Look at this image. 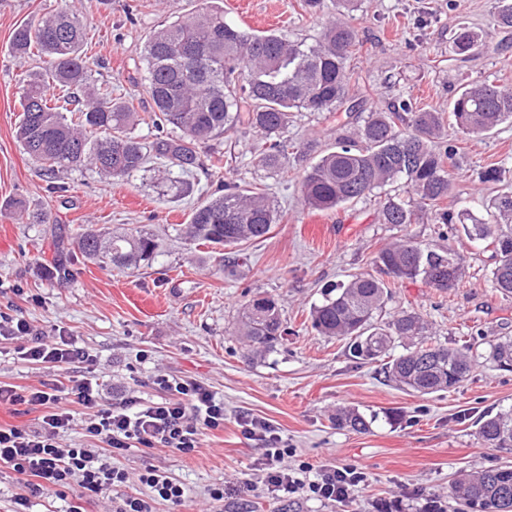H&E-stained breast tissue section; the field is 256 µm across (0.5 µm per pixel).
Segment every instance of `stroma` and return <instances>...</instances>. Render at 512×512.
<instances>
[{
	"instance_id": "stroma-1",
	"label": "stroma",
	"mask_w": 512,
	"mask_h": 512,
	"mask_svg": "<svg viewBox=\"0 0 512 512\" xmlns=\"http://www.w3.org/2000/svg\"><path fill=\"white\" fill-rule=\"evenodd\" d=\"M499 2L358 0L352 24L363 51L351 96L367 111L409 99L444 112L460 83L512 85V30L493 26ZM74 5L89 25L96 82L111 84L114 94L135 96L139 110L150 111L145 37L191 12L195 0H74ZM56 6L57 0H0V312L26 320L48 339L63 329L96 358L98 373L112 390L152 399L154 376L167 373L201 381L224 401L223 428L205 432L195 452L181 456L164 448H133L119 458L129 480L103 493L93 512H110L115 496L141 491L138 476L149 465L184 485L182 512H424L429 499L440 501L444 512H457L448 495L454 478L512 466V447H486L477 434L480 417L512 407V371L488 358L491 343L512 338V295L495 288L494 261L484 243L453 232L463 264L459 288L442 293L421 281L399 283L383 310L387 317L422 314L432 340L470 344L476 366L449 392L422 396L390 385L377 365L353 362L344 342L312 330L309 309L326 286L353 274H376L377 250L404 233L439 243L437 225L404 229L381 223L376 196L332 211L305 208L300 192L305 160L290 158L287 177L269 175L253 163L254 133L240 130L217 142L232 156L231 166L218 178L195 171L189 177L193 192L183 198L164 194L149 169L112 184L88 170L68 171L49 184L15 139L22 81L38 63L13 55L11 38L19 25ZM224 17L310 45L324 23L322 16L301 10L298 0H224ZM461 26L477 34L478 44L459 55L451 36ZM355 125L352 117L339 123L300 112L288 127V144L310 142L319 153ZM456 160L458 175L443 205L462 225L483 217L479 199L512 189V125L462 140ZM490 164L505 169L502 182H479L478 172ZM226 180L267 185L283 213L265 240L244 245L243 264L230 252L221 259L200 254L174 230ZM21 204L47 214V223L20 217ZM82 224L143 227L162 237L164 248L154 260L123 271L100 268L73 247L64 276H46L59 237ZM259 293L277 299L287 332L275 351L251 360L236 335V318L241 305ZM20 345L0 338V382L22 390L56 377V370L19 359ZM342 408L370 418L369 430L337 427L334 416ZM244 417L267 422L313 466H361L367 485L341 502L280 501L246 488V481L260 476L265 441L242 434ZM221 484L230 492L213 500L210 490Z\"/></svg>"
}]
</instances>
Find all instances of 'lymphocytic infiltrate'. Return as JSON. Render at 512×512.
Wrapping results in <instances>:
<instances>
[{
	"instance_id": "lymphocytic-infiltrate-1",
	"label": "lymphocytic infiltrate",
	"mask_w": 512,
	"mask_h": 512,
	"mask_svg": "<svg viewBox=\"0 0 512 512\" xmlns=\"http://www.w3.org/2000/svg\"><path fill=\"white\" fill-rule=\"evenodd\" d=\"M21 359L64 369V376L17 392L0 383V408L24 404L41 410L37 429L0 425V466L29 477L30 493H62L80 488L93 498L127 483L124 469L113 466L114 457L132 448L169 449L186 455L198 448L205 431L224 426V402L204 383L155 375L153 384L161 397L146 400L131 393L111 398L95 373V358L66 336L36 339L19 347ZM84 374H75L76 365ZM83 408V422H76V408ZM81 425L93 445L83 448L66 440L74 425ZM263 491L277 500L306 496L320 501H341L368 481L354 464L313 467L298 459L277 434L265 438L261 462ZM141 492L121 495L113 512H156L158 503L180 507L185 489L167 473L148 467L139 476Z\"/></svg>"
}]
</instances>
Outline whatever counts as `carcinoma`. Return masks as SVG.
I'll list each match as a JSON object with an SVG mask.
<instances>
[{
    "label": "carcinoma",
    "instance_id": "cac0c4a2",
    "mask_svg": "<svg viewBox=\"0 0 512 512\" xmlns=\"http://www.w3.org/2000/svg\"><path fill=\"white\" fill-rule=\"evenodd\" d=\"M202 6L151 31L144 43L146 91L153 102L141 117L133 98L112 94V86L91 79L90 57L84 53L88 27L71 0L16 29L11 50L37 58L44 72L24 81L22 110L15 137L49 179L63 170L88 169L119 181L160 161L161 182L176 195L192 192L181 179L200 169L220 168L223 155L202 160L200 148L243 127L260 137L255 165L270 173L288 172L284 136L296 112H318L326 118L359 109L349 95L356 74L352 61L361 42L350 24L327 21L313 45L281 35L258 34L226 21L220 0ZM477 42L461 27L453 43L459 52ZM453 126L441 112L417 107L409 100L367 113L353 134L336 142L304 170L301 199L305 207L327 211L367 198L400 184L416 196L387 198L380 211L384 224L408 227L424 216L449 226L454 215L442 207L455 177L458 141L479 137L505 122L512 123V87L471 83L449 103ZM146 123L152 139L134 134ZM486 217L462 225L466 237L487 243L495 257V287L512 295V193L500 194L485 209ZM280 219L263 189L224 183V192L196 207L189 223L174 231L191 243L234 248L266 237ZM73 242L84 258L102 267L134 270L162 248L154 234L138 228L105 232L75 230ZM374 264L392 283L421 280L448 292L462 281V258L453 245L431 247L407 234L378 250ZM388 284L358 274L325 291L310 311L314 330L346 341L349 358L358 364H380L387 381L420 395L456 388L476 359L470 346L427 344L428 324L415 312L388 321L376 319ZM239 333L251 357L273 350L282 336L278 303L259 295L243 304ZM403 352L392 355L396 347ZM497 367L512 365V340L490 344ZM336 426L369 430L370 421L345 408ZM478 436L489 448L512 447V409L478 422ZM448 493L459 512H512V467L487 469L452 483Z\"/></svg>",
    "mask_w": 512,
    "mask_h": 512
}]
</instances>
